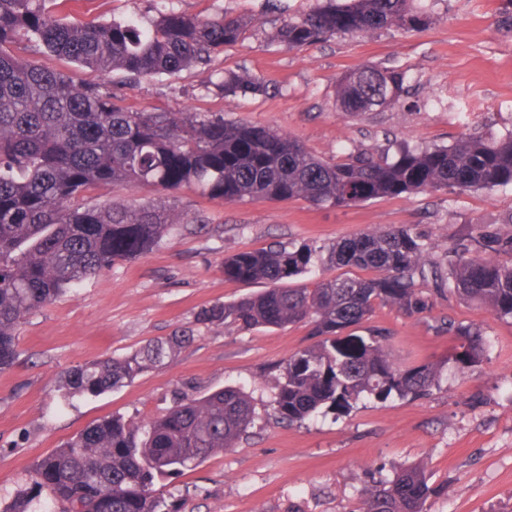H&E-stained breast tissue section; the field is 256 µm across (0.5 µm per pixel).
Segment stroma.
I'll return each mask as SVG.
<instances>
[{
	"mask_svg": "<svg viewBox=\"0 0 512 512\" xmlns=\"http://www.w3.org/2000/svg\"><path fill=\"white\" fill-rule=\"evenodd\" d=\"M316 0H70L71 21L156 18L168 12L253 18L244 39L209 64L132 84L74 70L50 54L39 64L73 72L76 82L109 85L134 110L220 112L300 141L337 160L378 150L451 144L459 134L502 136L512 130V31L501 25L503 0H434L431 23L415 31L349 34L299 49L273 41L276 28L308 13ZM376 65L405 75L395 106L348 116L336 106V80ZM245 72L257 89L225 94V74ZM116 204L169 203L180 221L146 253L72 287L26 317L18 358L0 373V499L24 487L35 459L91 423L120 414L144 419L186 396L240 386L257 419L247 440L186 474L160 481L180 512H354L363 486L393 466L423 462L443 494L429 512H512V323L443 295L425 318L377 308L398 364L447 362L438 387L413 398L362 400L349 414L276 424L266 410L276 366L312 343L309 327L240 331L199 323L198 312L255 292L225 280V256L275 242L328 246L377 225H405L425 237L433 257L473 224L512 216V186L491 192H431L378 198L341 208L302 200L227 203L186 188L100 190ZM480 325L482 362L465 372L449 365L458 341L437 332L440 318ZM182 329L195 340L164 366L97 397L61 401L58 374L71 366L129 353Z\"/></svg>",
	"mask_w": 512,
	"mask_h": 512,
	"instance_id": "obj_1",
	"label": "stroma"
}]
</instances>
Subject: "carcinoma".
Segmentation results:
<instances>
[{"label": "carcinoma", "instance_id": "1", "mask_svg": "<svg viewBox=\"0 0 512 512\" xmlns=\"http://www.w3.org/2000/svg\"><path fill=\"white\" fill-rule=\"evenodd\" d=\"M45 2L0 0V373L16 362V330L26 316L146 252L178 221L161 205L93 203L96 190L174 193L194 186L225 202L302 199L335 208L404 193L512 185V131L499 138L464 134L450 146L401 144L392 160L366 150L330 162L291 137L222 114L133 111L104 86L78 85L11 46L24 40L35 54L136 80L210 62L243 39L251 21L167 13L145 27L115 19L75 23ZM430 22L423 0H324L283 23L273 38L293 49L339 34L420 30ZM404 79L395 70L358 67L337 81L336 104L359 115L375 111L374 99L382 96L388 108L399 101ZM317 268L373 276L346 272L310 287L289 285ZM224 277L265 288L201 310L200 323L248 331L312 327L316 341L278 365L269 404L276 422L300 423L319 413L345 414L366 397L413 398L439 385L445 363L400 366L383 345L385 329L350 332L379 306L420 316L448 292L511 321L512 228L474 224L438 260L407 226L368 229L327 247L280 242L226 256ZM436 328L459 340L451 357L459 369L480 362L481 328L444 318ZM192 341L185 331L69 367L57 378V392L68 401L122 388ZM256 417L250 395L226 387L185 398L147 422L102 419L37 460L30 487L0 512H34L44 493L62 512H176L156 481L237 447ZM442 490L423 463L400 465L364 486L358 512H427Z\"/></svg>", "mask_w": 512, "mask_h": 512}]
</instances>
